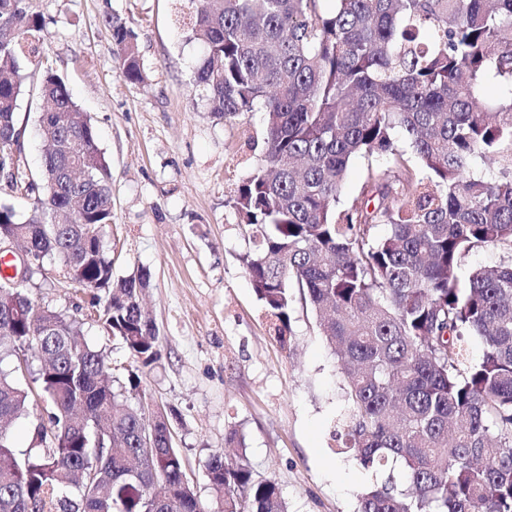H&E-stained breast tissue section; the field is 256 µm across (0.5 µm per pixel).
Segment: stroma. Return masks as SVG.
<instances>
[{"label": "stroma", "mask_w": 512, "mask_h": 512, "mask_svg": "<svg viewBox=\"0 0 512 512\" xmlns=\"http://www.w3.org/2000/svg\"><path fill=\"white\" fill-rule=\"evenodd\" d=\"M27 2L45 26L40 66L24 67L20 163L32 174L43 164L34 93L49 69L90 119L112 168V222L102 241L114 275L152 274L144 308L158 334L157 362L134 369L121 341L90 319L85 340L103 351L119 384L137 370L133 405L176 410V446L203 512L213 508L207 462L232 431L243 439L245 463L277 483L288 512H357L375 474L333 436L343 408L337 357L297 291L290 343L280 347L243 262L253 230L233 197L263 152V113L211 115L195 83L202 47L184 0ZM107 10L137 35L143 83L120 74ZM27 289L51 308L79 313L80 294L58 258H46Z\"/></svg>", "instance_id": "stroma-1"}]
</instances>
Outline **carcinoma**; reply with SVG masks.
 Listing matches in <instances>:
<instances>
[{
  "instance_id": "carcinoma-1",
  "label": "carcinoma",
  "mask_w": 512,
  "mask_h": 512,
  "mask_svg": "<svg viewBox=\"0 0 512 512\" xmlns=\"http://www.w3.org/2000/svg\"><path fill=\"white\" fill-rule=\"evenodd\" d=\"M320 2L186 0L211 112L264 113V152L233 199L256 230L251 287L282 344L299 289L340 360L345 445L382 476L357 512H512V96L484 93L490 75L512 85V0ZM103 21L121 76L141 83L136 33ZM42 28L26 0H0V172L35 196L24 220L0 203V240L33 247L37 268L59 258L146 367L159 359L140 305L151 276L113 275L98 233L112 223L111 167L51 72L40 179L21 169L22 64L39 58ZM375 154L389 166L338 208L350 162ZM478 160L492 179L472 174ZM479 245L507 259L461 287L458 264ZM81 325L0 277V424L34 417L24 451L0 427V512H201L167 412L114 389ZM469 337L484 346L474 363ZM207 471L214 512H287L243 460L216 452Z\"/></svg>"
}]
</instances>
